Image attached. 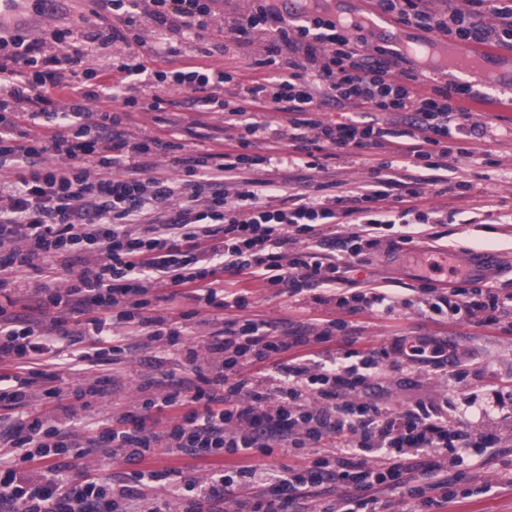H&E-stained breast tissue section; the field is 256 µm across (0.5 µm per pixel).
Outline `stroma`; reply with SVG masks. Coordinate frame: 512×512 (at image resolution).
Returning <instances> with one entry per match:
<instances>
[{"label":"stroma","instance_id":"stroma-1","mask_svg":"<svg viewBox=\"0 0 512 512\" xmlns=\"http://www.w3.org/2000/svg\"><path fill=\"white\" fill-rule=\"evenodd\" d=\"M99 8L98 0H57L54 11L42 14L35 10L34 0H15L14 4L0 6V24L9 29L23 27L29 37L46 41L51 40L54 31L68 29L73 43L80 46L93 28H106V21L93 16ZM166 96L173 100V107L165 113L137 114L132 132H146L164 141L177 133L186 145L218 148L209 128L198 126L197 112L185 107L186 92L173 88ZM473 120L486 125L488 134L479 153L455 161L457 175L469 182V189L447 196L436 194L431 187L426 190L429 203L447 209V223L423 225V234L414 243L353 263L339 291L351 293L380 286L398 297L421 300L427 282L416 258L445 249L462 266L475 252L496 253L497 261L486 285L499 294H512V118L488 112L474 115ZM236 286L248 293L251 314L282 328L298 326L311 317L347 322V331L337 333L335 340L315 344L318 352L377 349L397 336H434L453 343L470 369L462 382H448L432 372L392 371L388 374L389 403L398 406L427 394L440 400L448 398L457 407L461 428L496 435L506 453L485 465L480 473L481 481L492 485V492L457 496L444 512H512V330L467 321H433L411 309L383 317L367 311L351 314L332 304L299 309L290 306L287 294L259 281L240 277Z\"/></svg>","mask_w":512,"mask_h":512}]
</instances>
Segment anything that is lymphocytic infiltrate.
<instances>
[{
    "label": "lymphocytic infiltrate",
    "mask_w": 512,
    "mask_h": 512,
    "mask_svg": "<svg viewBox=\"0 0 512 512\" xmlns=\"http://www.w3.org/2000/svg\"><path fill=\"white\" fill-rule=\"evenodd\" d=\"M217 0H102L113 18L106 40L119 78L74 71L82 50L47 53L21 33L0 37V404L12 410L0 429V512H378L396 496L407 512H441L463 481L490 493L475 470L499 454L491 436L455 427L448 401L394 407L382 397L387 362L459 380L461 361L448 341L398 336L390 346L341 356L313 352L346 322L312 318L280 332L247 315L249 299L224 281L245 275L269 288L335 303L349 312L388 316L401 306L386 289L336 292L350 260L414 241L419 224H444L426 206V189L454 190L448 159L461 139L485 140L447 87L423 91L403 57L359 48L332 19L281 14L264 4L229 20L234 46L255 33L266 45L241 82L236 72L187 59L177 39L216 27ZM396 21L463 42L512 49V0H375ZM151 26L150 60L134 51ZM188 90L197 112L220 115L234 135L224 150H186L178 140L130 133L137 112H163L164 89ZM341 111L338 120L324 109ZM283 113L270 131L258 113ZM285 144L281 155L256 152L259 140ZM369 150L381 175L340 189L328 178L332 151ZM170 154L179 178L156 162ZM56 163H46V155ZM295 170V193L260 178L270 166ZM323 180L312 179V172ZM397 209H388V202ZM399 226L397 237L381 229ZM45 282L20 294L30 272ZM193 308L159 305L157 288ZM425 318L494 326L512 315V294L483 288H429ZM57 317L48 318V309ZM232 318H224V311ZM220 325L193 336L202 312ZM76 348L57 350V335ZM146 352L130 410L93 421L118 383L112 366ZM264 364L262 376L249 368ZM192 375H177V366ZM71 403L60 404L61 395ZM305 448L298 467L255 463L274 450ZM103 454L130 468L101 478L88 457ZM161 457L207 464L184 480L171 502L148 503L145 488L178 469ZM342 488L329 502L333 488Z\"/></svg>",
    "instance_id": "f902f5d3"
}]
</instances>
